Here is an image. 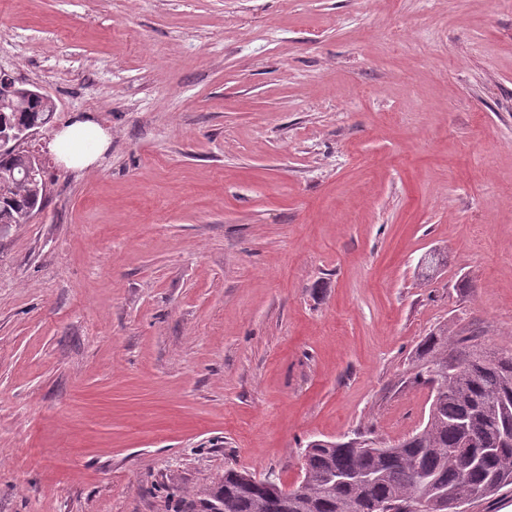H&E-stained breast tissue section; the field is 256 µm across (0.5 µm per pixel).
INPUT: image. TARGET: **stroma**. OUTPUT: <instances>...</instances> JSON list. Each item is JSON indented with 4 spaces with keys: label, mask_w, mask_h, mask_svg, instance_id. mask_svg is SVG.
Wrapping results in <instances>:
<instances>
[{
    "label": "stroma",
    "mask_w": 512,
    "mask_h": 512,
    "mask_svg": "<svg viewBox=\"0 0 512 512\" xmlns=\"http://www.w3.org/2000/svg\"><path fill=\"white\" fill-rule=\"evenodd\" d=\"M0 69L56 105L0 227V512L290 486L422 425L437 327L512 349V0H0ZM109 140V133L92 116H84L55 131L49 149L67 167L83 170L96 162ZM26 176H23V161L19 155L0 156V226L26 224L30 213L42 210L47 198L43 195L42 184L45 179L39 156L27 152ZM37 174V175H36Z\"/></svg>",
    "instance_id": "obj_1"
}]
</instances>
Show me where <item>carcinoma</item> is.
Returning a JSON list of instances; mask_svg holds the SVG:
<instances>
[{
	"mask_svg": "<svg viewBox=\"0 0 512 512\" xmlns=\"http://www.w3.org/2000/svg\"><path fill=\"white\" fill-rule=\"evenodd\" d=\"M54 103L38 98H0V115L43 128ZM22 158L0 156V226L25 224L43 209V174L29 180ZM410 377L426 386V423L384 448L368 440H314L302 452L303 476L288 494L283 486L236 470L203 500L204 512H440L438 500L464 484L474 498L512 484V447L500 446L512 426V351L489 350L472 336L443 325L417 349Z\"/></svg>",
	"mask_w": 512,
	"mask_h": 512,
	"instance_id": "1",
	"label": "carcinoma"
}]
</instances>
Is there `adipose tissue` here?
Returning <instances> with one entry per match:
<instances>
[{
    "mask_svg": "<svg viewBox=\"0 0 512 512\" xmlns=\"http://www.w3.org/2000/svg\"><path fill=\"white\" fill-rule=\"evenodd\" d=\"M109 140V133L92 117L85 116L55 131L49 149L67 167L83 170L96 162Z\"/></svg>",
    "mask_w": 512,
    "mask_h": 512,
    "instance_id": "adipose-tissue-1",
    "label": "adipose tissue"
}]
</instances>
